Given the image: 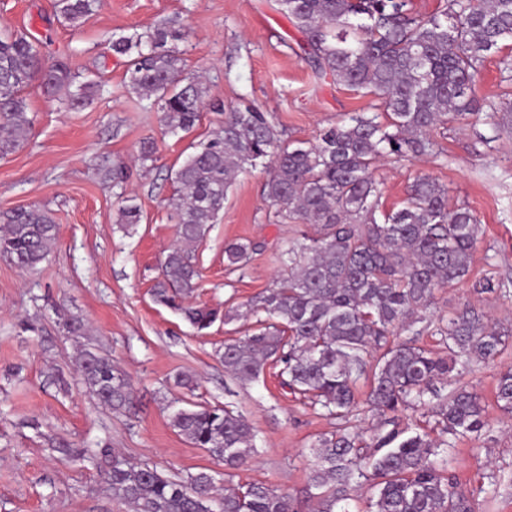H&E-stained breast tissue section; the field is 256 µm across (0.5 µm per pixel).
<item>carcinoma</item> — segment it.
Here are the masks:
<instances>
[{"instance_id": "cac0c4a2", "label": "carcinoma", "mask_w": 512, "mask_h": 512, "mask_svg": "<svg viewBox=\"0 0 512 512\" xmlns=\"http://www.w3.org/2000/svg\"><path fill=\"white\" fill-rule=\"evenodd\" d=\"M97 0H56L57 13L74 25L94 11ZM304 37L302 49L319 80L363 90L379 103L371 112L319 131L315 141L285 144L268 113L255 106L233 108L208 139L191 144L174 171L168 206L177 218L176 241L154 284L156 302L178 309L197 331L208 329L219 311L185 306L198 285L193 248L224 211L237 177L267 169L263 195L283 224H310L279 249L283 269L275 283L242 307L257 328L224 343L221 359L232 377L256 380L270 363L290 393L327 415L347 420L357 408L354 389L371 374L366 400L379 417L371 443L340 427L312 445L310 487L314 512H350L352 493L369 486L367 512H478L479 497L496 496L505 476L487 474V484L464 489L448 468L456 441L486 426L485 404L461 382L475 363L502 354L512 327L489 323L466 305L441 322V356L413 336L391 342L420 322L435 292L467 280L480 224L465 204L448 206V190L422 175L409 187L405 205L376 217V164L385 157L433 151L431 132L474 110L472 87L487 57L512 41V0H444L428 17L412 11V0H275ZM188 32L161 26L112 40L113 54L127 59L129 87L160 106L171 133L188 134L200 121L208 89L183 76L178 43ZM64 61L49 64L41 44L7 29L0 31V158L27 139L25 88L40 82L69 108L93 96L98 84H76ZM0 254L24 270L45 260L58 234L46 209L21 208L0 216ZM258 245L250 240L224 248L232 270H244ZM474 291L509 298L512 291L491 279ZM380 352L368 371L367 356ZM79 381L98 403L122 408L132 389L125 372L94 348L78 361ZM451 390L441 395L436 384ZM440 400L431 431L401 423L399 414ZM496 401L512 413V368L500 372ZM177 432L206 449L228 468L257 453L252 426L220 406L181 407L172 417ZM71 462L103 467L112 495L136 512H297L287 495L263 483L216 489L200 471L186 480L130 463L105 446L88 454L62 443Z\"/></svg>"}]
</instances>
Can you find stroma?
I'll return each mask as SVG.
<instances>
[{"instance_id":"35a3bbf8","label":"stroma","mask_w":512,"mask_h":512,"mask_svg":"<svg viewBox=\"0 0 512 512\" xmlns=\"http://www.w3.org/2000/svg\"><path fill=\"white\" fill-rule=\"evenodd\" d=\"M159 24L188 28L184 74L205 77L209 88L188 137L168 132L158 107L130 91L125 60L110 49L113 37ZM5 28L37 38L48 61H66L83 77L98 75L100 91L84 108L68 110L32 83L24 91L30 136L0 158V213L38 206L59 226L37 269L24 271L0 257V512H131L113 498L97 465L71 463L54 451L62 441L109 445L172 478L206 471L220 486L263 483L306 512L310 447L339 422L295 401L275 365L248 383L225 373L219 352L226 339L251 328L252 318L219 319L200 335L180 311L155 302L152 287L175 239L168 171L191 141L222 124L215 104L259 107L284 141L294 142L369 111L374 97L317 82L303 58L302 33L269 0H99L74 27L58 18L55 0H0ZM500 60L491 55L475 78L478 114L433 131L436 154L381 162L374 172L383 209L401 208L413 178L427 174L447 187L449 205L467 204L481 226L471 282L439 290L424 314L430 327L418 342L434 349V322L466 303L490 322L512 325V301L475 294L471 286L485 277L512 281V116L498 130L487 119L490 106L512 101ZM146 138L156 153L144 164L139 145ZM117 162L128 170L120 189L103 174ZM265 180L260 168L240 175L198 244L194 303L239 307L279 274L274 255L300 227L277 221L263 198ZM125 203L139 208L140 223H120ZM237 240L260 246L242 272L224 263L225 244ZM72 317L85 323V335L65 334ZM86 346L128 375L131 407H103L79 384L77 358ZM510 365L512 345L467 377L484 398L488 426L453 452L451 466L465 488L479 486L489 471L512 472V414L494 397L496 374ZM194 403L230 406L251 423L258 448L252 462L225 475L223 463L179 435L172 413Z\"/></svg>"}]
</instances>
